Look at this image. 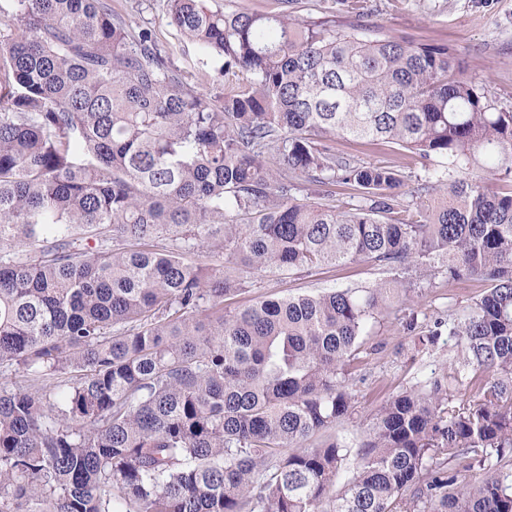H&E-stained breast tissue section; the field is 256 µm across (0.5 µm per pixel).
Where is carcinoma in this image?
<instances>
[{"label": "carcinoma", "mask_w": 512, "mask_h": 512, "mask_svg": "<svg viewBox=\"0 0 512 512\" xmlns=\"http://www.w3.org/2000/svg\"><path fill=\"white\" fill-rule=\"evenodd\" d=\"M10 2L0 512H512V111L454 76L448 46L333 6L308 22L293 0H168L171 25L250 75L213 93L107 0ZM338 136L429 161L430 204L399 202L402 172ZM336 184L360 199L317 201ZM203 248L224 265L187 261ZM357 262L383 277L224 308L254 271ZM428 272L487 288L430 330L458 337L450 375L388 399L353 450L348 367ZM208 7L223 11L249 10L264 12L276 8V0H205Z\"/></svg>", "instance_id": "cac0c4a2"}]
</instances>
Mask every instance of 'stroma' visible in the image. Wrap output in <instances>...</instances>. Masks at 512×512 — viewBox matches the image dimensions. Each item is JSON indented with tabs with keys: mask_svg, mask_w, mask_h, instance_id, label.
I'll list each match as a JSON object with an SVG mask.
<instances>
[{
	"mask_svg": "<svg viewBox=\"0 0 512 512\" xmlns=\"http://www.w3.org/2000/svg\"><path fill=\"white\" fill-rule=\"evenodd\" d=\"M109 4L129 29H151L171 66L197 89L246 81L245 73L223 72L221 58L202 53L170 25L167 0H109ZM367 6V21L380 33L448 45L456 54L461 75L482 82L488 98L499 107L512 109V0H367ZM332 147L360 163L400 167L404 173L400 201L415 202L425 160L391 143L363 144L339 137ZM378 277L373 266L365 262L290 276L263 272L253 275L251 288L225 300L224 306L244 308L260 298H285L321 288L362 287ZM484 288L477 278L451 284L444 277H436L423 296L395 305L385 320L369 329L363 338L364 362L349 387L353 415L337 428L339 438L351 444L360 441L388 398L445 374L459 350L457 337L444 333L427 345L420 339L435 318L461 315ZM413 318L418 325L412 331L408 323Z\"/></svg>",
	"mask_w": 512,
	"mask_h": 512,
	"instance_id": "35a3bbf8",
	"label": "stroma"
}]
</instances>
